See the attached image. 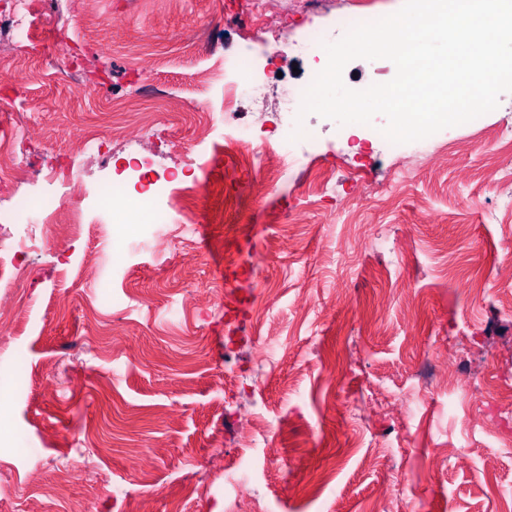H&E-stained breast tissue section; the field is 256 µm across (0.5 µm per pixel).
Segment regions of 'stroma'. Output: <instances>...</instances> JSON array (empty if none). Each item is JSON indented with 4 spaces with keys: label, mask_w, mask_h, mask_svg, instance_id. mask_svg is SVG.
<instances>
[{
    "label": "stroma",
    "mask_w": 512,
    "mask_h": 512,
    "mask_svg": "<svg viewBox=\"0 0 512 512\" xmlns=\"http://www.w3.org/2000/svg\"><path fill=\"white\" fill-rule=\"evenodd\" d=\"M288 0V36L314 27L337 33L348 11L393 14L403 0ZM26 73L0 72V134L24 128L22 152L44 171L80 169L90 182L111 169L78 155L75 138L107 132L143 73L142 103L183 100L164 113L176 140L191 139L224 108L225 56L253 41L254 0H92L106 37L89 38L71 0H38ZM268 82L263 108L237 114L258 135L274 128L283 80H305L308 64L258 58ZM210 103L203 111L201 103ZM317 152L263 194L225 169L216 139L203 174L207 191L185 193L205 212L196 248L170 260L166 246L122 253L83 225L63 253H34L31 279L0 288L16 318L0 343V512L25 500L31 512H224V476L210 468L245 454L266 512H375L397 494L407 512H512V212L489 151L512 163V93L473 124L443 129L466 141L459 160L407 164L375 140L348 147L318 118ZM337 189L321 193L325 172ZM406 179L384 195L397 173ZM362 197L357 214L344 194ZM293 221H285V212ZM366 236H349L350 223ZM386 245L375 249L371 238ZM97 250V277L82 259ZM483 293L474 294L473 282ZM231 294L230 311L213 299ZM184 314L169 322L166 308ZM465 348L466 410L450 390L426 386L436 358ZM242 366L254 390L241 411L268 422L242 447L224 391L225 363ZM416 406L414 417L380 409L369 391ZM462 447V457L448 451ZM88 449L80 476L61 482L57 462Z\"/></svg>",
    "instance_id": "35a3bbf8"
}]
</instances>
